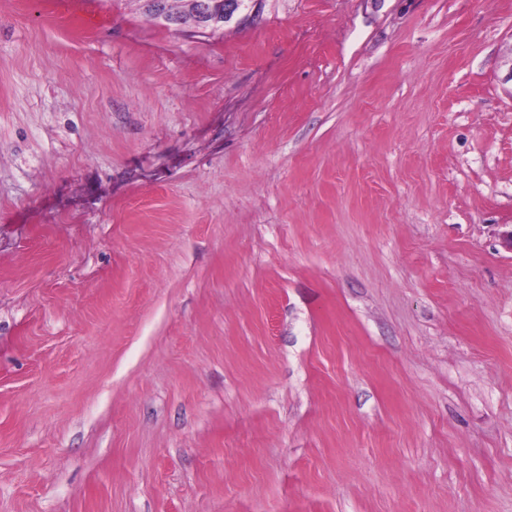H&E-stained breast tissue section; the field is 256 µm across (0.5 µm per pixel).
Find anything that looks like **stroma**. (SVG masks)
Instances as JSON below:
<instances>
[{
	"instance_id": "obj_1",
	"label": "stroma",
	"mask_w": 512,
	"mask_h": 512,
	"mask_svg": "<svg viewBox=\"0 0 512 512\" xmlns=\"http://www.w3.org/2000/svg\"><path fill=\"white\" fill-rule=\"evenodd\" d=\"M512 0H0V512H512ZM145 1V12L153 20L166 21L173 24H177V27L181 29H187L191 32L202 33L209 29L215 24H224V20L228 18L229 10L224 8L222 10V0H193L190 3L193 4V9L190 13H186L182 16L168 17L164 12L161 11L162 3L159 4L160 15H158L157 3L155 1H164L163 8H166L170 15L184 14L182 11L175 10L170 2L173 0H144Z\"/></svg>"
}]
</instances>
